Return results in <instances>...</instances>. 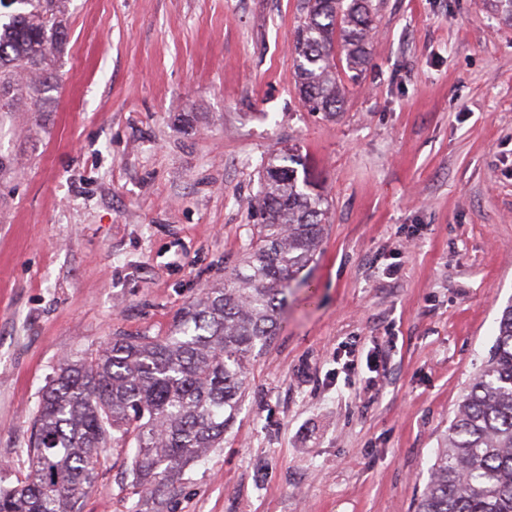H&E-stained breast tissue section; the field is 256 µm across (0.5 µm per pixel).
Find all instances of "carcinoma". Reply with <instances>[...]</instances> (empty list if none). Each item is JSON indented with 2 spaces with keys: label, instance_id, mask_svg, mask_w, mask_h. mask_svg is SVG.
Instances as JSON below:
<instances>
[{
  "label": "carcinoma",
  "instance_id": "1",
  "mask_svg": "<svg viewBox=\"0 0 512 512\" xmlns=\"http://www.w3.org/2000/svg\"><path fill=\"white\" fill-rule=\"evenodd\" d=\"M65 4L13 0L0 25L1 113L20 91L37 109L58 88L51 62L66 40ZM372 29L370 0H300L292 53L310 111H340L336 59L359 81ZM295 163L269 158L243 262L185 306L170 335L114 336L95 358L62 364L32 420L29 474L0 489V512H78L111 430L134 436L139 496L165 491L220 446L246 394L251 357L276 336L292 282L314 261L328 222L317 182L298 177ZM416 512H512V305L437 449Z\"/></svg>",
  "mask_w": 512,
  "mask_h": 512
}]
</instances>
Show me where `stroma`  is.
I'll return each mask as SVG.
<instances>
[{
  "instance_id": "stroma-1",
  "label": "stroma",
  "mask_w": 512,
  "mask_h": 512,
  "mask_svg": "<svg viewBox=\"0 0 512 512\" xmlns=\"http://www.w3.org/2000/svg\"><path fill=\"white\" fill-rule=\"evenodd\" d=\"M372 5L328 114L296 88L299 0H69L59 88L0 120V488L64 359L167 335L239 265L289 150L328 223L221 447L141 499L114 435L80 510L414 512L512 303V24L488 0Z\"/></svg>"
}]
</instances>
